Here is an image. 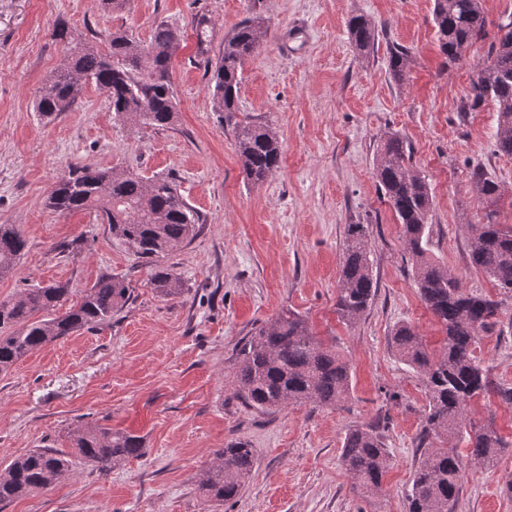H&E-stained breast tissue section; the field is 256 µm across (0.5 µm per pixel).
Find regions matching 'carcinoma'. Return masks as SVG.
Here are the masks:
<instances>
[{
    "label": "carcinoma",
    "mask_w": 512,
    "mask_h": 512,
    "mask_svg": "<svg viewBox=\"0 0 512 512\" xmlns=\"http://www.w3.org/2000/svg\"><path fill=\"white\" fill-rule=\"evenodd\" d=\"M433 15L439 51L451 63L461 61L470 45L486 36L482 0H434ZM263 30L257 19L240 24L224 38L212 66L210 110L228 123L238 112L244 64L257 52ZM348 30L357 53L367 55L376 40L375 23L355 15L348 20ZM195 31L198 53L205 55L210 45L209 20L199 17ZM52 37L64 45L66 56L37 91L39 116L52 121L69 111L77 101L79 86L88 82L107 91L114 117L130 127H166L173 122L176 103L170 67L179 31L161 23L148 45L125 32H113L105 40L107 49L102 50L88 43L74 45V35L61 21ZM407 63L403 51H392L390 68L400 80L406 75ZM489 102L498 112V151L512 155V20L498 24L487 59L478 64L477 78L461 100L460 111L473 112ZM234 137L244 179L251 184L265 182L281 159L276 131L236 122ZM409 159L405 142L391 134L376 159L375 176L402 226L404 249L414 262L420 298L445 338L441 350L433 353L408 323L397 326L391 336L394 353L421 376L428 398L408 512H455L464 472L459 457L442 444L461 434L467 406L474 398L489 396L512 407V384L494 380L475 355L479 335L500 322L503 300L465 290L452 270L427 257L432 195L425 179L410 169ZM475 178L479 195L491 208L482 222L469 225V264L489 277L499 294L512 298V227L496 223L492 209L502 190L480 174ZM47 206L62 214L95 210L113 237L148 262L191 242L201 223L199 213L172 178L145 179L117 167L104 169L80 162L67 166ZM26 245L15 225L0 224V277L12 272ZM369 253L365 225H348L336 292V314L346 324L357 322L375 296ZM149 284L164 298H176L184 291L180 277L158 265L152 267ZM131 292L126 279L104 275L82 290L79 300L62 314L57 310L71 293L64 285L26 288L13 299L0 300V373L57 339L111 320L126 306ZM231 374L233 397L260 413H275L296 403L337 407L352 389L350 363L336 348L318 342L303 318L290 310L238 346ZM464 440L471 463L479 466L494 465L507 448L491 422L471 426ZM71 442L75 449L71 454L37 448L0 468V505L53 488L72 476L79 463L112 469L139 457L143 449L140 436L114 433L103 426L80 427ZM254 462V449L243 441H232L216 451L202 480L208 500L235 498ZM340 462L360 495L382 494L391 453L378 428L349 430Z\"/></svg>",
    "instance_id": "obj_1"
}]
</instances>
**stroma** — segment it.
Here are the masks:
<instances>
[{
    "label": "stroma",
    "mask_w": 512,
    "mask_h": 512,
    "mask_svg": "<svg viewBox=\"0 0 512 512\" xmlns=\"http://www.w3.org/2000/svg\"><path fill=\"white\" fill-rule=\"evenodd\" d=\"M432 10L433 0H127L120 10L101 0H0V224L16 225L27 241L15 269L0 277V299L38 285L81 290L106 273L133 288L110 322L51 342L0 374V466L35 448L70 449V434L86 425L132 432L144 445L122 466H78L0 512H407L427 396L390 336L407 322L434 350L443 334L420 300L402 228L376 181L387 135L407 143L411 169L430 186V258L466 290L499 296L467 260L468 227L485 211L473 172L503 188L496 220L512 225V155L497 150L496 107L459 109L489 43L476 41L462 61L448 63ZM357 14L378 29L366 57L347 29ZM199 15L209 19L216 49L247 18L265 20L237 112L270 125L282 143L279 167L262 184L245 181L234 133L210 110V73L193 28ZM60 20L89 43L122 29L146 44L158 24L178 29L172 124L129 128L90 84L73 111L41 121L35 95L64 57L52 37ZM397 48L409 59L403 81L389 70ZM75 162L175 179L201 216L196 237L160 260L181 277V297H159L148 285L149 264L94 211L47 208ZM351 224L367 228L376 294L346 325L335 303ZM285 310L349 361L352 391L343 405L262 414L233 399L227 373L235 348ZM477 355L493 378L512 384L511 298L499 325L480 336ZM390 391L399 404L386 402ZM372 424L392 460L383 494L365 499L339 456L349 429ZM239 440L255 450L252 472L236 499L211 505L202 474L217 450ZM464 471L455 512H512L503 490L512 452L492 467L466 462Z\"/></svg>",
    "instance_id": "obj_1"
}]
</instances>
